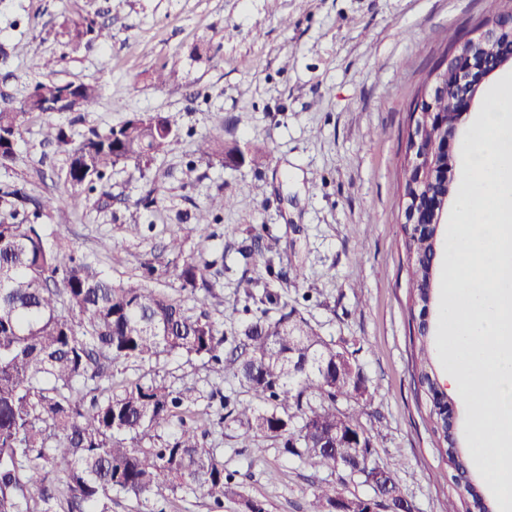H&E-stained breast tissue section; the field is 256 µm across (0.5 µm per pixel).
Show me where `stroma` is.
<instances>
[{"label":"stroma","instance_id":"stroma-1","mask_svg":"<svg viewBox=\"0 0 512 512\" xmlns=\"http://www.w3.org/2000/svg\"><path fill=\"white\" fill-rule=\"evenodd\" d=\"M489 8V0H0L1 95L19 102L47 80L101 92L92 111L29 117L15 161L0 166V187L59 196L43 219L54 239L117 282L138 277L144 262L165 265L174 236L185 255L223 256L212 278L220 302L209 312L225 347L257 316L254 296L277 292L363 370L358 421L411 512H465L411 377L400 183L415 91L450 39ZM80 18L106 22L110 39L71 47ZM52 57L53 70L32 69L33 59ZM158 70L166 83L155 81ZM144 112L174 114L178 139L148 170L114 166L110 205L72 207L67 156L42 146L45 124L78 140ZM205 135L237 142L239 155L223 165L199 158ZM216 196L232 206L214 211L210 226L196 224ZM255 241L261 255H247ZM113 373L118 381L154 374L204 397L213 383L202 361L178 355L119 363ZM205 445L266 512H308L312 484L331 477L284 455L281 440H243L234 424Z\"/></svg>","mask_w":512,"mask_h":512}]
</instances>
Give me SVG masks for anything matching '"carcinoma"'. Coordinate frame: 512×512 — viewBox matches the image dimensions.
<instances>
[{"mask_svg":"<svg viewBox=\"0 0 512 512\" xmlns=\"http://www.w3.org/2000/svg\"><path fill=\"white\" fill-rule=\"evenodd\" d=\"M487 22H512V0H494ZM109 28L93 19L73 22L71 43L105 40ZM73 85L38 83L37 96L19 103H0V165L14 159L28 117L56 111L62 90ZM80 110L100 99L97 86L74 85ZM176 116L134 113L104 133L91 132L73 142L67 130L48 123L42 143L55 144L68 155L67 181L72 187L98 192L96 203L107 204L104 179L120 162L151 164L177 139ZM235 147L203 136L197 152L224 163ZM6 212L0 218V512H112L117 497L150 508L162 490L191 493L214 509L224 499L238 501L248 512L253 499L238 492L224 461L204 438L215 426L236 424L247 438H281L283 453L307 458L340 473L338 481L312 487L309 512H334L343 497L345 478L370 482L376 448L364 436L362 467L344 464L355 448H320L336 442V430L359 427L356 380L326 374L336 346L276 292L264 290L262 305L279 307L276 319L266 310L248 323L229 355H224V329L208 311L216 297L209 280L217 260L202 255L173 261L159 270L147 263L135 280L114 283L98 265L67 245L48 241L46 225L57 198H35L19 185L0 187ZM232 205L213 200L198 212V224L211 223L213 211ZM412 271V299L428 301L438 255V241L405 238ZM168 277L181 282L195 302L190 314L181 301L144 281ZM413 345L418 350L415 384L429 397L428 420L438 441L447 445L448 482L459 494L476 497L471 472L459 455L456 440L441 407L448 394L438 392L428 357L430 325L416 323ZM306 353L305 364L288 370V352ZM184 355L205 361L217 386L209 394L203 416H195L194 389L172 388L155 378L112 382V364L150 362L161 355ZM239 368L249 400L224 395L219 383L224 369ZM351 404L342 410L338 403ZM149 442L144 447L142 443ZM382 501L404 500L388 472L372 485Z\"/></svg>","mask_w":512,"mask_h":512,"instance_id":"1","label":"carcinoma"}]
</instances>
